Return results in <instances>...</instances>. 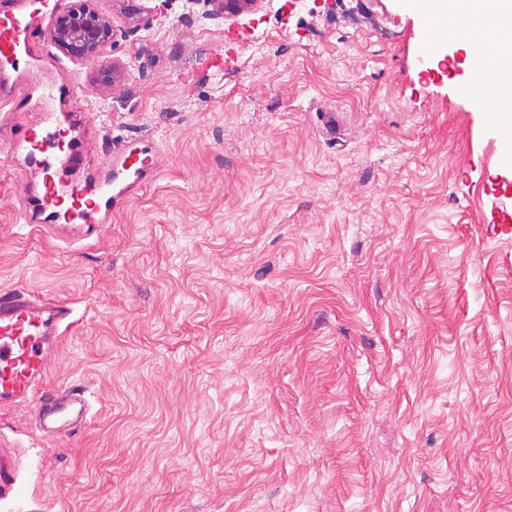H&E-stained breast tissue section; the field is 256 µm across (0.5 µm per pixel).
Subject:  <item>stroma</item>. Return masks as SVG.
<instances>
[{
  "instance_id": "obj_1",
  "label": "stroma",
  "mask_w": 512,
  "mask_h": 512,
  "mask_svg": "<svg viewBox=\"0 0 512 512\" xmlns=\"http://www.w3.org/2000/svg\"><path fill=\"white\" fill-rule=\"evenodd\" d=\"M132 2L93 0L95 61L45 17L22 69L83 84L90 165L157 175L65 243L0 150V290L70 302L47 383L91 404L60 438L0 407V512H512V165L465 51L408 0ZM82 2L81 8L56 18L50 37L62 54L90 61L104 54L114 37V26L111 16L90 7L89 0Z\"/></svg>"
}]
</instances>
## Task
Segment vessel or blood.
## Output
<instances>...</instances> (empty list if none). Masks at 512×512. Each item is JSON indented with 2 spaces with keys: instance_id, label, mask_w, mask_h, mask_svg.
I'll use <instances>...</instances> for the list:
<instances>
[{
  "instance_id": "vessel-or-blood-1",
  "label": "vessel or blood",
  "mask_w": 512,
  "mask_h": 512,
  "mask_svg": "<svg viewBox=\"0 0 512 512\" xmlns=\"http://www.w3.org/2000/svg\"><path fill=\"white\" fill-rule=\"evenodd\" d=\"M54 10L50 0H0L1 73H18L21 58L32 50L40 18ZM475 25L487 38L475 46L474 63L458 83L459 98L465 103L482 99L488 86L503 81L490 58L512 56V34L502 33L493 20L480 18ZM0 149L23 153L27 169L42 176L37 192L24 191L18 197L23 218L39 219L44 232L67 224L84 237L111 223L116 206L159 165L152 150L120 144L111 147L103 176H85L84 145L63 134L59 116L49 109L39 121L12 125L10 136L0 140ZM70 318L66 304L39 299L22 288L0 292V405L37 402V419L45 433L62 412L74 410L79 423L90 413L81 392L44 388L49 346Z\"/></svg>"
}]
</instances>
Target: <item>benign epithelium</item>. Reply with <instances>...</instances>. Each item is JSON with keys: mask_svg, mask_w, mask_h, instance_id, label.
<instances>
[{"mask_svg": "<svg viewBox=\"0 0 512 512\" xmlns=\"http://www.w3.org/2000/svg\"><path fill=\"white\" fill-rule=\"evenodd\" d=\"M258 0H222L224 12L237 16L252 9ZM55 48L66 56L79 60H95L104 54L114 37L112 17L89 6L59 16L50 30Z\"/></svg>", "mask_w": 512, "mask_h": 512, "instance_id": "benign-epithelium-1", "label": "benign epithelium"}]
</instances>
